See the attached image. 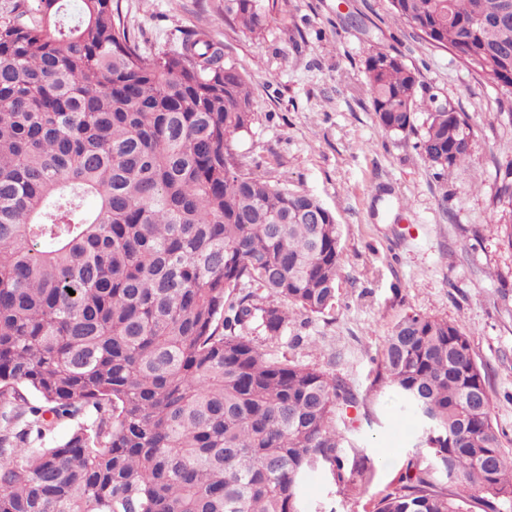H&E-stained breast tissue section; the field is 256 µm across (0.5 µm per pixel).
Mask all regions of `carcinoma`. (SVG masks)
I'll list each match as a JSON object with an SVG mask.
<instances>
[{
	"label": "carcinoma",
	"mask_w": 512,
	"mask_h": 512,
	"mask_svg": "<svg viewBox=\"0 0 512 512\" xmlns=\"http://www.w3.org/2000/svg\"><path fill=\"white\" fill-rule=\"evenodd\" d=\"M390 5L512 89V0ZM224 14L259 35L268 8L224 0ZM419 84L396 56L365 61L379 125L419 134L450 174L473 130ZM251 124L245 76L205 34L146 54L119 0H81L74 18L69 0H16L0 16V512H302L310 471L344 479L336 414L354 393L241 333L252 321L273 340L294 310L330 312L343 261L330 209L241 170L232 143ZM498 200L512 249V179ZM381 382L438 468L410 458L376 512L512 503L466 333L406 316Z\"/></svg>",
	"instance_id": "carcinoma-1"
}]
</instances>
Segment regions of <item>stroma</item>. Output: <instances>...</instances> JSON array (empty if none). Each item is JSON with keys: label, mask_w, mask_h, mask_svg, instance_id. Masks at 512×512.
I'll return each mask as SVG.
<instances>
[{"label": "stroma", "mask_w": 512, "mask_h": 512, "mask_svg": "<svg viewBox=\"0 0 512 512\" xmlns=\"http://www.w3.org/2000/svg\"><path fill=\"white\" fill-rule=\"evenodd\" d=\"M254 36L226 18L224 0H121L127 30L146 53L191 33L222 44L251 90V129L232 148L243 171L314 196L336 216L343 262L334 309L295 313L262 349L342 378L356 396L336 426L363 473L338 483L311 472L304 512H374L409 458L433 467L414 421L373 384L393 327L417 313L452 322L486 373L491 412L512 460V250L491 226L498 176L512 169V91L488 86L458 57L394 20L389 0H269ZM397 55L419 72L420 96L465 114L471 167L438 175L415 136L382 130L362 91L368 55Z\"/></svg>", "instance_id": "1"}]
</instances>
